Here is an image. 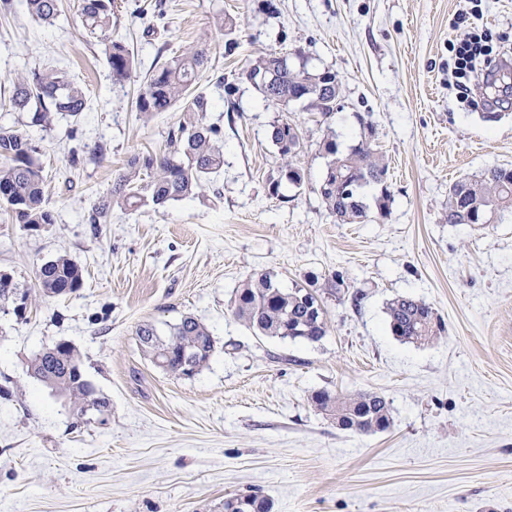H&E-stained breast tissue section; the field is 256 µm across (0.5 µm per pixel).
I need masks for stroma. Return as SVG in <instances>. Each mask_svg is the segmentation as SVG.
<instances>
[{
	"instance_id": "35a3bbf8",
	"label": "stroma",
	"mask_w": 512,
	"mask_h": 512,
	"mask_svg": "<svg viewBox=\"0 0 512 512\" xmlns=\"http://www.w3.org/2000/svg\"><path fill=\"white\" fill-rule=\"evenodd\" d=\"M79 4L60 0L51 24L0 12V125L39 146L55 218L31 228L0 206V273L29 294L24 316L0 308V512H221L225 498L255 492L272 512H512V212L478 230L446 217L454 181L512 169V71L463 95L450 52L466 22L512 57V0H481L478 19L469 0H115L110 36L139 63L121 85ZM186 45L210 57L198 85L224 169L203 197L133 209L112 184L132 155L165 150L180 113L149 121L131 103L158 48ZM272 51L335 72L340 108L262 102L241 73ZM46 66L81 84L93 111L28 127L13 85ZM492 106L500 119L482 120ZM362 115L389 161V214L342 224L319 195L324 143H357ZM281 122L300 131L305 184L274 196ZM99 142L101 162L72 166L73 152ZM103 199L110 222L88 223ZM63 255L82 268V287L40 298L36 266ZM256 273L315 293L326 336L270 338L236 319L235 293ZM399 296L430 305L441 335L425 345L393 336L387 306ZM186 316L215 350L179 377L151 363L136 330L150 323L165 336ZM62 341L109 400L104 421L80 425L28 375L33 355ZM322 390L384 395L390 428L340 430L310 402Z\"/></svg>"
}]
</instances>
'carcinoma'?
<instances>
[{
  "instance_id": "1",
  "label": "carcinoma",
  "mask_w": 512,
  "mask_h": 512,
  "mask_svg": "<svg viewBox=\"0 0 512 512\" xmlns=\"http://www.w3.org/2000/svg\"><path fill=\"white\" fill-rule=\"evenodd\" d=\"M28 13L50 22L59 13V0H22ZM114 0H80L78 19L90 32L112 29ZM112 73V81L124 83L134 70V55L122 41L103 43ZM206 49L190 46L169 55L158 52L146 80L140 86L135 108L147 119L174 107L179 108L178 124L168 132V150L162 153L135 154L127 161L126 171L112 186V195L133 206L151 200L156 206L171 201L194 199L214 185L224 166L221 130L203 121L210 106L206 94L197 92L199 74L207 68ZM244 78L272 103L284 105L301 102L312 111L326 110L328 88L317 73L302 61L295 65L287 55L266 53L251 61ZM12 108L29 112L30 124L45 126L54 112L77 116L89 106L83 87L68 81L53 70H33L14 84ZM362 126L361 139L347 152L338 150L336 140L324 143L331 156L320 185V197L326 210L343 223H361L369 213L364 201L365 189L380 187L376 198L379 218L388 215L389 165L375 145V127L364 116H357ZM297 127L282 122L274 126L272 141L284 160L282 170L288 184L300 190L304 186L302 169L296 163L300 149ZM39 150L25 132L0 126V204L11 210L18 224L39 227L54 223L51 211L44 206L45 181L38 162ZM512 208V170L491 167L477 178H461L448 188V223L482 228L494 216ZM110 202L93 205L87 222L105 224ZM39 295L43 298L67 296L82 286V270L66 256L49 260L35 269ZM235 317L254 332L271 338H289L318 342L326 335L322 309L308 302L306 289L287 290L268 273L255 274L237 289ZM392 335L402 341L425 343L444 331V323L432 307L408 296L392 300L387 307ZM139 344L159 368L191 377L200 371L214 353V340L208 328L197 319L185 316L171 327L170 335L161 339L155 326L141 325L136 332ZM29 372L57 396L69 401L73 414L83 424L110 411L108 399L97 393L84 374L80 353L68 342H60L37 353L30 361ZM314 406L334 417L338 427L356 434L387 430L390 405L385 396L372 391L312 394ZM224 512H271L268 498L259 494L224 500Z\"/></svg>"
}]
</instances>
